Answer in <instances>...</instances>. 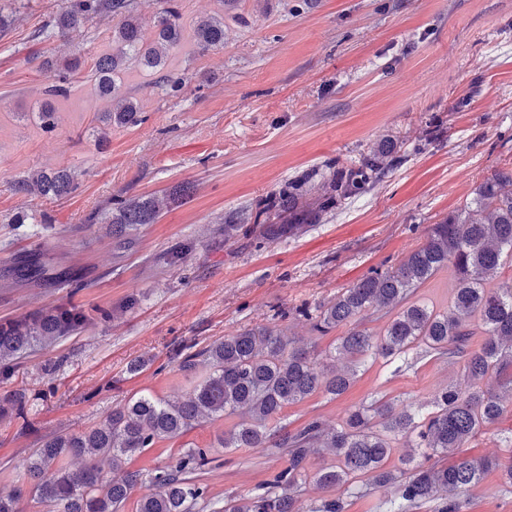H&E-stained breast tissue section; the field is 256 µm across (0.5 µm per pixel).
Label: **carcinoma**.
Instances as JSON below:
<instances>
[{
  "label": "carcinoma",
  "mask_w": 512,
  "mask_h": 512,
  "mask_svg": "<svg viewBox=\"0 0 512 512\" xmlns=\"http://www.w3.org/2000/svg\"><path fill=\"white\" fill-rule=\"evenodd\" d=\"M163 2L152 39L137 22V0H68L67 9L42 30L50 39L97 17L114 21L110 51L91 67L100 97L116 101L112 111L98 116L107 126L142 123L138 101L119 96L117 75L127 59L135 58L157 74L156 85L167 92L177 93L186 84V77L168 70L166 53L183 39L181 13L174 0ZM193 40L202 52L224 46V18L197 25ZM77 69L78 59L66 62L49 92L64 94ZM402 146L403 141L387 136L349 164L329 166V178L309 198L280 190L269 204L279 221L262 225V236H296L327 220L339 202L378 181L399 161ZM77 185L78 174L63 167L33 171L14 180L12 188L23 196L62 199ZM191 194L192 186L183 183L160 197L116 200L107 221L109 236L119 248H132L142 226L156 223L162 211ZM247 223V217L224 219V240L237 238ZM507 266L512 268V168L499 169L480 183L473 199L433 225L424 242L399 264L371 270L312 311L296 309L321 336L348 327L326 360L291 345L275 323L245 328L199 350L183 344L170 359L195 380L184 399L141 394L85 431L44 439L29 453L13 489L0 492V512H21L26 494L46 512H122L144 473L126 469L109 476L120 459L176 439L203 419L226 415L237 416L238 422L220 438V447L275 448L288 456V465L262 485L261 493L225 500L222 512H346L348 499L376 487L390 490L384 512H417L425 506L430 512H464L468 490L486 471H499L503 485L512 487V436L506 440V462L464 453L471 438L495 424L505 405L512 406V286L498 283ZM448 268L453 273L448 309L441 312L412 300L414 289ZM12 275L28 284L76 290L84 286L82 270L50 263L41 243L14 266ZM112 313L98 305L87 309L68 298L0 320V421L31 426L34 397L14 386L24 360L48 344L109 322ZM370 315L387 319L376 338L360 327ZM476 336L484 337L477 347ZM411 354L435 355L460 365L469 389L449 384L435 393L425 411L373 399L350 409L343 425L330 433L317 419L293 432L270 427L284 407L314 393L343 395L367 360L380 359L398 371L411 366ZM397 440L405 441L412 454L402 466L388 468ZM322 448L330 449L332 460L311 474L309 456ZM211 462L205 449L190 448L155 468L149 473L154 492L140 500L138 512H195L208 493L198 474ZM309 480L342 494L323 497L305 509L299 499Z\"/></svg>",
  "instance_id": "carcinoma-1"
}]
</instances>
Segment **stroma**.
Here are the masks:
<instances>
[{
  "mask_svg": "<svg viewBox=\"0 0 512 512\" xmlns=\"http://www.w3.org/2000/svg\"><path fill=\"white\" fill-rule=\"evenodd\" d=\"M22 2L18 9L0 0L17 13L0 34V319L66 296L9 273L49 224L58 233L50 241L55 261L87 272L77 303L113 307L132 296L138 305L22 366L16 386L54 394L33 402L30 427L0 425V491L13 488L41 438L81 431L144 392L182 397L190 383L169 360L178 343L202 348L283 311L288 337L323 353L334 334L317 335L295 308L316 307L370 269L397 265L494 170L512 165V0H179L185 36L168 63L189 85L165 94L154 75L129 62L122 89L138 100L145 121L105 130L97 117L108 104L89 71L111 47L110 23L96 19L38 41L35 33L67 0ZM215 15L224 18V45L199 52L193 28ZM62 46L81 65L68 95L51 96ZM46 108L56 112L51 132L39 119ZM432 123L440 137L421 140L419 131ZM399 134L407 138L404 161L326 223L288 239L254 233L225 240L230 213ZM59 167L79 174L65 198L10 189L19 174ZM182 182L195 184L193 197L145 225L135 246L116 257L100 224L111 198L160 194ZM184 245L185 262L163 263ZM135 358L149 364L132 375L127 365ZM47 359L59 363L50 376L38 368ZM463 381L459 366L429 355L396 374L368 362L346 393L288 405L278 423L294 431L317 418L333 428L349 408L372 399L425 405L438 389ZM233 424L230 417L202 422L126 466L147 472L186 449H207L208 498L223 507L286 465L270 448H221L218 439ZM466 512H512L498 471L471 488Z\"/></svg>",
  "mask_w": 512,
  "mask_h": 512,
  "instance_id": "1",
  "label": "stroma"
}]
</instances>
